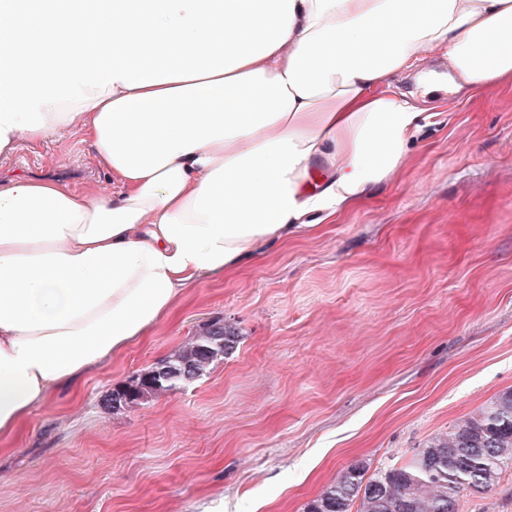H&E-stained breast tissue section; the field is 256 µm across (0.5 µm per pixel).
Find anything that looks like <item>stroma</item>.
Instances as JSON below:
<instances>
[{
  "instance_id": "obj_1",
  "label": "stroma",
  "mask_w": 512,
  "mask_h": 512,
  "mask_svg": "<svg viewBox=\"0 0 512 512\" xmlns=\"http://www.w3.org/2000/svg\"><path fill=\"white\" fill-rule=\"evenodd\" d=\"M398 170L334 216L192 284L174 316L33 410L0 455V512H304L512 389V82L434 83ZM110 186L82 134L21 144L0 182ZM220 320L235 351L184 388L101 398ZM458 512H512V464Z\"/></svg>"
}]
</instances>
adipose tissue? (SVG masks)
Here are the masks:
<instances>
[{
  "instance_id": "obj_1",
  "label": "adipose tissue",
  "mask_w": 512,
  "mask_h": 512,
  "mask_svg": "<svg viewBox=\"0 0 512 512\" xmlns=\"http://www.w3.org/2000/svg\"><path fill=\"white\" fill-rule=\"evenodd\" d=\"M433 53L512 81V0H0V155L80 131L118 185L0 186V443L394 172L419 109L377 88Z\"/></svg>"
}]
</instances>
